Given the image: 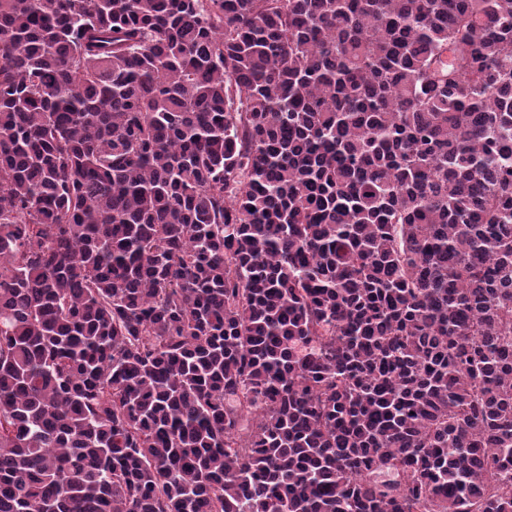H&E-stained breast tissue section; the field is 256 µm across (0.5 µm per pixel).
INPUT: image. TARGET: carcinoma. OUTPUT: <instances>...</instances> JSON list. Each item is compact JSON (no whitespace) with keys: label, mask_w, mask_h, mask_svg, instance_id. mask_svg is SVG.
<instances>
[{"label":"carcinoma","mask_w":512,"mask_h":512,"mask_svg":"<svg viewBox=\"0 0 512 512\" xmlns=\"http://www.w3.org/2000/svg\"><path fill=\"white\" fill-rule=\"evenodd\" d=\"M0 512H512V0H0Z\"/></svg>","instance_id":"1"}]
</instances>
